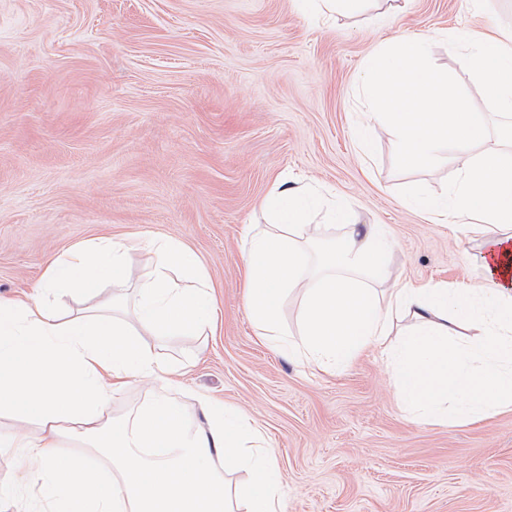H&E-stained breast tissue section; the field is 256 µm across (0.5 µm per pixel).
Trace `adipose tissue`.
Returning <instances> with one entry per match:
<instances>
[{
	"mask_svg": "<svg viewBox=\"0 0 512 512\" xmlns=\"http://www.w3.org/2000/svg\"><path fill=\"white\" fill-rule=\"evenodd\" d=\"M413 208L480 237L476 260L485 285L391 289L381 228L347 221L342 204L303 187H276L264 199L265 225H250L245 311L276 336L286 293L303 299L302 332L283 341L336 371L380 349L403 406L436 421L473 422L512 408V152L485 149L450 193L412 194ZM347 230L312 275L301 245L321 209ZM152 269L132 279L124 247L101 237L52 261L37 302L0 300V417L20 416L34 432L0 431V452L18 455L20 476L0 487V512H281L276 462L250 420L208 397L188 414L169 393H153L116 417L110 394L126 379L170 380L173 366L157 339L203 334L211 317L209 283L179 241L152 237ZM182 282H174L172 272ZM136 281L133 312L125 287ZM74 308H67V301ZM416 327L385 347L399 313ZM482 324L476 343L452 344L449 324ZM223 459L216 471L215 459ZM246 470L231 492L226 473ZM37 495H30V487Z\"/></svg>",
	"mask_w": 512,
	"mask_h": 512,
	"instance_id": "obj_1",
	"label": "adipose tissue"
}]
</instances>
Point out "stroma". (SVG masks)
I'll return each instance as SVG.
<instances>
[{
  "label": "stroma",
  "mask_w": 512,
  "mask_h": 512,
  "mask_svg": "<svg viewBox=\"0 0 512 512\" xmlns=\"http://www.w3.org/2000/svg\"><path fill=\"white\" fill-rule=\"evenodd\" d=\"M512 30V0H387L327 18L292 0H0V298L34 295L77 243L124 244L146 274L152 234L203 264L216 319L167 336L179 393L247 415L273 449L283 512H512V412L474 424L413 416L379 354L326 372L258 336L244 309L249 225L277 184L344 199L384 225L397 287L481 288L482 241L405 205L450 192L468 154L395 169L397 142L352 134L365 57L431 34L433 63L495 116L447 40Z\"/></svg>",
  "instance_id": "1"
}]
</instances>
